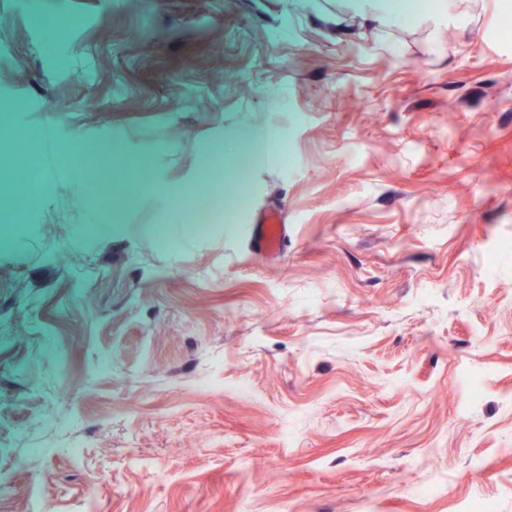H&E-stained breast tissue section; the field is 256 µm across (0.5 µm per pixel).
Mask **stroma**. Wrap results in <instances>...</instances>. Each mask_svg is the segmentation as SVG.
Masks as SVG:
<instances>
[{
    "label": "stroma",
    "instance_id": "1",
    "mask_svg": "<svg viewBox=\"0 0 512 512\" xmlns=\"http://www.w3.org/2000/svg\"><path fill=\"white\" fill-rule=\"evenodd\" d=\"M285 3L0 0V512H512V0ZM383 18L389 22L406 20L416 7V0H382ZM277 211L264 215L259 224H255L252 236L254 248L263 255H274L282 251L286 236V226Z\"/></svg>",
    "mask_w": 512,
    "mask_h": 512
}]
</instances>
